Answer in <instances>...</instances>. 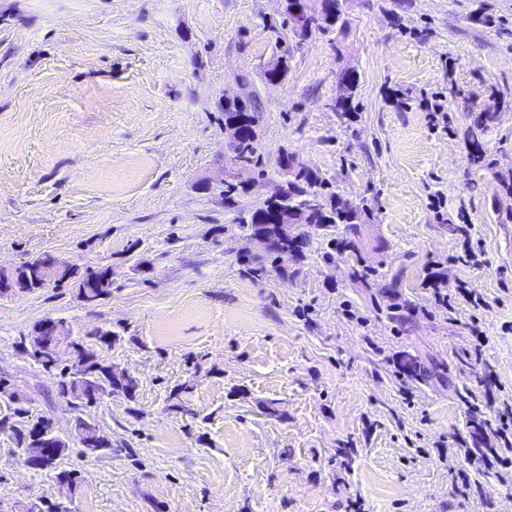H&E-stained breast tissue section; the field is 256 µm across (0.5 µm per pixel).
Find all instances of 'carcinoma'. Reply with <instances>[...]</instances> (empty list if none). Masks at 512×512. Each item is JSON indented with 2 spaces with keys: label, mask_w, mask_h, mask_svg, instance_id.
I'll return each instance as SVG.
<instances>
[{
  "label": "carcinoma",
  "mask_w": 512,
  "mask_h": 512,
  "mask_svg": "<svg viewBox=\"0 0 512 512\" xmlns=\"http://www.w3.org/2000/svg\"><path fill=\"white\" fill-rule=\"evenodd\" d=\"M295 3L286 7L288 20L291 21L292 30H300L302 35L313 31L323 34L333 32L345 26L342 0H324V7L319 18L303 19L293 13ZM357 82V76L353 73L345 74L341 78L342 93L336 99V111L348 113L354 110L352 94ZM224 123L231 121L240 122V128L244 130L235 146L230 148L229 158L235 165L262 166V154L259 151L258 123L260 121L259 100L256 94L251 93L234 101L224 104ZM496 112L483 108L478 111L465 135L472 148L473 160L479 162L485 158L483 136L497 123ZM248 192V188L237 183H225V187L219 192L221 204L229 210H237L240 204L239 198ZM295 208L302 214L303 223L297 226V233L292 240L283 242L279 236L278 225L270 222L273 213L278 209ZM370 212L364 208L353 207L348 202L341 200L334 185L319 173L302 168L298 171L288 170V179L278 191L266 198L262 205L240 214L238 226L246 234L250 235L258 230L267 234L270 241L271 262L278 263L284 258L299 260L305 250L311 246L309 230L315 229L326 238V248L323 258L332 261L335 256L349 255L354 260L353 275L363 281L377 280L385 277L375 267L366 264L360 254L354 237L359 233V227L367 223ZM345 225L346 234L336 236L337 225ZM107 269H87L77 278L78 295L86 299L106 298L112 293V286L105 285L103 275ZM119 340V336L102 335L94 344H84L82 354L87 356L94 365L106 367V361L100 354L103 348H112V344ZM57 393L60 396L80 400L85 395L86 388L78 387L67 378L65 368H60L55 374ZM100 390L110 396L120 393L132 400L138 388L135 379H109L101 373L94 380ZM14 421L16 428L13 430L15 445L18 448H35L31 438L30 427L35 425L49 426L50 419L45 415L35 414L27 406V401L11 403L0 398V418Z\"/></svg>",
  "instance_id": "1"
}]
</instances>
